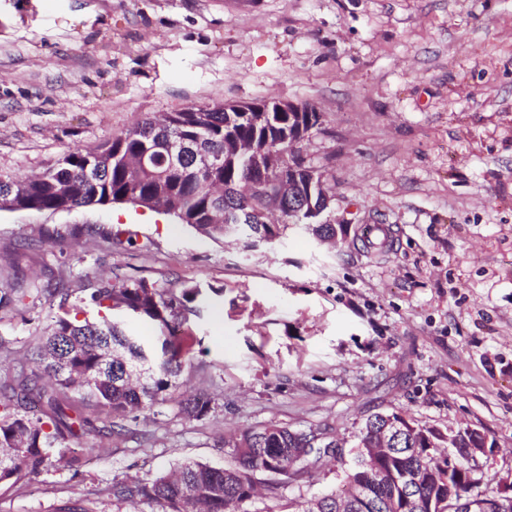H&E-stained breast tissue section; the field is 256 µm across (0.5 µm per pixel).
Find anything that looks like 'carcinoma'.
Wrapping results in <instances>:
<instances>
[{
	"mask_svg": "<svg viewBox=\"0 0 512 512\" xmlns=\"http://www.w3.org/2000/svg\"><path fill=\"white\" fill-rule=\"evenodd\" d=\"M235 137L243 142L279 141L285 161L304 163L299 150L288 145V113L272 112L261 117L253 112H211L209 121L199 125L192 112H180L171 124L146 118L135 127L112 138L96 150H73L57 161L39 178L24 183L27 211L52 210L68 205L69 209L108 202L121 203L132 194L148 208L170 216L212 238H224V221L206 224L207 213L224 207L229 201L256 212L277 195L276 176L250 186L254 179L247 160L208 170L187 154L178 167L170 170L160 162L158 147L168 141L205 142L209 150L224 155V139ZM168 172L171 191L163 199H154L155 174ZM299 218L282 209L279 224H252L243 232L247 246L280 240ZM317 238L331 239L346 235L343 225L311 224ZM53 300L60 298L63 314L36 337L38 369L21 373L4 386L0 396V483L17 484L30 475L41 473L59 457L76 470L80 457L72 449L73 439L85 435L108 436L128 431L127 423L139 414L152 411L168 400L176 380L192 365L190 348L177 333L176 321L183 311L194 307L201 294L199 287H186L175 293L146 279L99 282L90 289L87 301L98 308L96 321L78 319L65 309L69 289L46 288ZM23 280L0 295V309H13L27 296ZM124 311L155 324L167 334L146 343L112 321L109 314ZM213 399L200 391L181 405L189 418L202 419L212 410ZM90 405L97 419L83 415L78 405ZM385 414L375 413L361 425L360 440H371ZM233 463L215 467L208 463L189 462L172 475L118 481L113 495L119 499L138 498L157 504L163 512H246L236 503L254 489V475L270 467L278 468L286 480L304 471L303 462L294 449L307 448L308 455L327 454L333 442L324 433L295 430L270 425L247 428L229 440ZM421 451L404 458L382 457L376 466L351 468L342 488L317 501L316 512H338L336 497L351 491H367L372 498L387 500L395 512H445L448 495L471 501L474 512L491 503L494 488L481 482L464 456L459 454L456 467L448 471L429 456V443L419 441ZM413 472L418 478L416 497L408 502L401 485L379 484L376 469ZM450 475L449 483L438 484L433 474Z\"/></svg>",
	"mask_w": 512,
	"mask_h": 512,
	"instance_id": "1",
	"label": "carcinoma"
}]
</instances>
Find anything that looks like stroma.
I'll return each instance as SVG.
<instances>
[{"instance_id": "obj_1", "label": "stroma", "mask_w": 512, "mask_h": 512, "mask_svg": "<svg viewBox=\"0 0 512 512\" xmlns=\"http://www.w3.org/2000/svg\"><path fill=\"white\" fill-rule=\"evenodd\" d=\"M262 99L321 112L300 148L347 228L337 248L299 227L248 248L130 204L0 211V292L17 270L29 290L0 312V385L60 313L48 277L76 298L102 277L203 289L182 318L192 367L160 413L77 440L79 470L0 484V512H162L116 500L113 480L229 465L242 429L325 428L337 457L280 485L256 473L246 505L301 512L341 487L375 412L485 432L488 477L512 468V0H0V174L148 116ZM197 387L201 420L179 407Z\"/></svg>"}]
</instances>
